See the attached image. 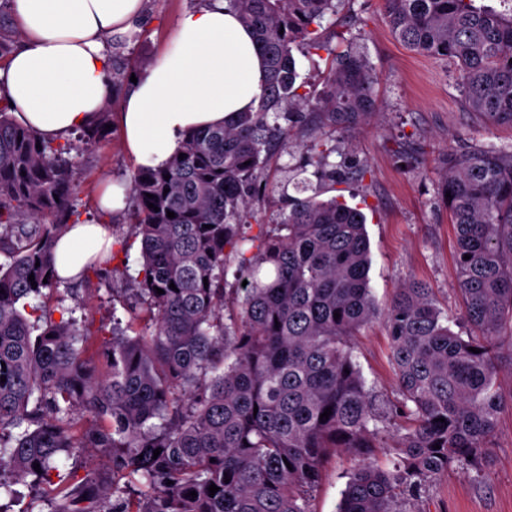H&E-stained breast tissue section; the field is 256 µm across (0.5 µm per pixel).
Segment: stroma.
I'll list each match as a JSON object with an SVG mask.
<instances>
[{
  "mask_svg": "<svg viewBox=\"0 0 512 512\" xmlns=\"http://www.w3.org/2000/svg\"><path fill=\"white\" fill-rule=\"evenodd\" d=\"M198 0H146L143 15L134 21L130 39L113 50L115 66L124 71L122 85L153 64L170 46L178 19ZM322 49L294 47L300 94L314 95L324 86L332 52L351 45L360 49L373 69L378 112L349 132L335 131L313 117L289 125L288 139L271 153L260 181L253 210L256 221L247 226L257 235L275 223L296 195L297 182L319 185V155L332 165L353 160L363 177L347 175L324 188L325 197L344 196L367 216L371 267L369 286L380 307H388L399 288L421 281L433 290L450 327L468 335L462 300L455 289V235L440 200L442 160L448 150L474 144H512V129L485 127L467 112L455 81L453 65L423 57L402 46L383 15V0H339L335 15L320 30ZM124 96L106 100L111 129L91 152L73 154L80 170L77 206L84 216L97 218L98 199L108 181L130 182L137 168L127 153L120 129ZM111 271L74 283L65 307L77 320L94 324L128 321L121 300L112 296L120 287ZM354 359L366 386L384 403L396 402L395 376L389 361V340L382 321L362 328L354 339ZM350 467L344 456L325 464L312 502L314 512H336ZM418 512H512V408L499 415L482 474L450 468L422 495Z\"/></svg>",
  "mask_w": 512,
  "mask_h": 512,
  "instance_id": "1",
  "label": "stroma"
}]
</instances>
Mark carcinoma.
Here are the masks:
<instances>
[{
    "label": "carcinoma",
    "mask_w": 512,
    "mask_h": 512,
    "mask_svg": "<svg viewBox=\"0 0 512 512\" xmlns=\"http://www.w3.org/2000/svg\"><path fill=\"white\" fill-rule=\"evenodd\" d=\"M383 2L402 45L456 64L467 111L512 128V14L473 0ZM229 3L263 51L264 92L255 111L189 133L165 168L135 174L129 233L82 275L90 281L140 240L142 264L134 275L123 266L126 287L116 289L129 321L112 324L101 352L94 343L106 326L56 321L27 303L72 292L59 293L53 250L80 218L76 145L46 142L0 107V496L33 476L54 512H313L325 462L343 454L353 465L337 512H414L440 473L476 469L487 455L503 407L498 338L512 330V146H469L443 160L440 198L473 332L453 331L420 281L381 312L359 209L295 198L280 223L244 236L258 171L287 138L268 114L305 106L322 124L352 130L377 112L372 69L350 50L332 58L321 92L302 96L292 48H323L318 28L334 0ZM108 124L102 112L82 130V149L94 150ZM381 314L400 396L393 410L366 389L352 354L354 336ZM392 412L406 425L385 467L374 460L377 423ZM85 413L92 420L81 421ZM88 450L111 458L112 486L58 473L61 455Z\"/></svg>",
    "instance_id": "carcinoma-1"
}]
</instances>
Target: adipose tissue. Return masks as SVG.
<instances>
[{
	"label": "adipose tissue",
	"mask_w": 512,
	"mask_h": 512,
	"mask_svg": "<svg viewBox=\"0 0 512 512\" xmlns=\"http://www.w3.org/2000/svg\"><path fill=\"white\" fill-rule=\"evenodd\" d=\"M143 9L144 0H14L24 42L0 69V100L15 121L54 142L93 125L112 89L102 38L124 32ZM264 83L251 31L227 0H201L125 98L124 146L137 168H165L191 130L255 110ZM112 243L109 225L70 222L54 249L58 277H77Z\"/></svg>",
	"instance_id": "1"
}]
</instances>
